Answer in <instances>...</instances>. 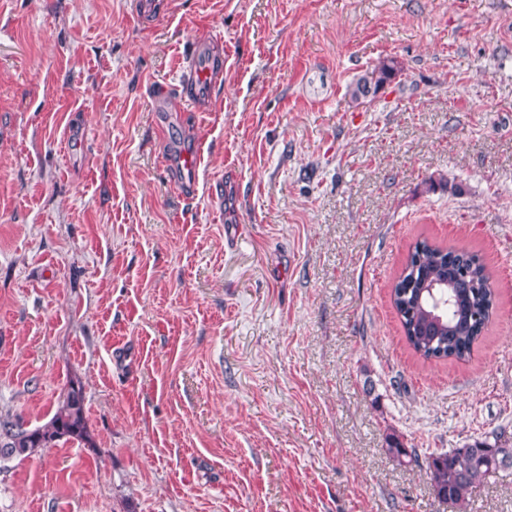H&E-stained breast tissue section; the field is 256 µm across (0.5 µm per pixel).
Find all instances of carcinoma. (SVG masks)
Wrapping results in <instances>:
<instances>
[{
	"instance_id": "obj_1",
	"label": "carcinoma",
	"mask_w": 512,
	"mask_h": 512,
	"mask_svg": "<svg viewBox=\"0 0 512 512\" xmlns=\"http://www.w3.org/2000/svg\"><path fill=\"white\" fill-rule=\"evenodd\" d=\"M400 72L388 59L366 71L348 87L357 102L379 91ZM486 267L464 250L444 249L426 240L415 243L391 291L404 337L413 351L426 360H464L481 337L489 320L494 295ZM21 423L0 416V461L25 459L40 448L62 439L88 441L82 388L72 386L48 423L19 429ZM388 454L398 462L418 461L416 450L397 436L387 442ZM512 468V447L475 438L460 448L432 454L427 473L435 496L460 509L475 484Z\"/></svg>"
}]
</instances>
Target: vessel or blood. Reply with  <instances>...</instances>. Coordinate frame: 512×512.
Returning a JSON list of instances; mask_svg holds the SVG:
<instances>
[{"mask_svg": "<svg viewBox=\"0 0 512 512\" xmlns=\"http://www.w3.org/2000/svg\"><path fill=\"white\" fill-rule=\"evenodd\" d=\"M182 88L191 103L206 106L213 98L224 73V55L208 41H196L184 54ZM201 162L200 151L182 152L179 158L180 185L193 195Z\"/></svg>", "mask_w": 512, "mask_h": 512, "instance_id": "obj_1", "label": "vessel or blood"}]
</instances>
